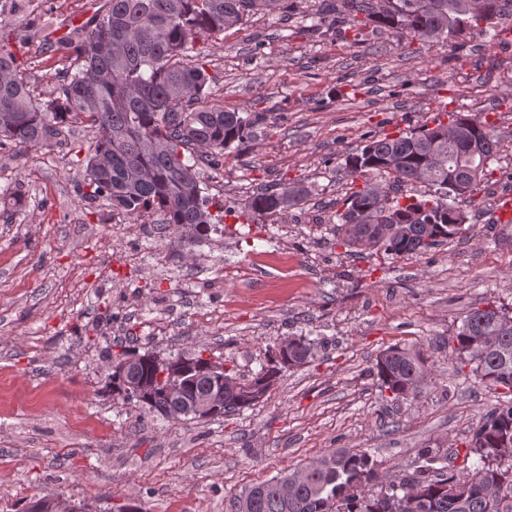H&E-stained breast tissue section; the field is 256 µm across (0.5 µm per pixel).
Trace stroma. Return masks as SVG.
<instances>
[{
  "mask_svg": "<svg viewBox=\"0 0 512 512\" xmlns=\"http://www.w3.org/2000/svg\"><path fill=\"white\" fill-rule=\"evenodd\" d=\"M93 0H0V46L41 99L66 67L37 32L93 12ZM323 0H288L216 38L205 63L209 105L257 112L252 136L203 168L226 216L179 250L171 232L136 229L90 199L87 124L53 151L0 150V512L29 501L92 503L97 512H232L245 488L329 448H367L384 476L413 472L437 448L462 470L463 442L497 404L459 384L448 339L486 300L512 311V223L497 209L511 191L512 44L474 31L433 46L374 25L309 36ZM461 112L500 139L488 182L464 209L465 231L423 255L350 252L328 221L343 210L348 154L369 134L395 135ZM310 193L282 220L256 224L245 202L272 183ZM317 339L312 361L282 369L265 397L215 421L168 422L106 385L130 348L200 355L252 376L288 335ZM429 358V383L395 405L373 373L391 345Z\"/></svg>",
  "mask_w": 512,
  "mask_h": 512,
  "instance_id": "1",
  "label": "stroma"
}]
</instances>
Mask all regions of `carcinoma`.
Segmentation results:
<instances>
[{"instance_id": "obj_1", "label": "carcinoma", "mask_w": 512, "mask_h": 512, "mask_svg": "<svg viewBox=\"0 0 512 512\" xmlns=\"http://www.w3.org/2000/svg\"><path fill=\"white\" fill-rule=\"evenodd\" d=\"M469 0H342L339 18L353 30L373 24L424 43L449 42L466 30L489 32L512 16V0H482L474 13ZM283 0H99L93 15L57 38L51 51L74 58V72L61 76L59 96L44 101L34 94L25 69L0 47V150L7 146L42 149L60 146L69 133L68 117L80 116L95 130L86 158L93 195L129 216L154 212L174 233L195 230L188 244L212 229L216 216L204 194L199 168L224 164V150L242 141L260 122L256 113L207 105L210 76L185 62L199 37L218 36L246 17L283 9ZM500 140L479 119L455 113L451 121L399 133L368 137L346 158L351 189L330 231L339 245L375 249L393 256L424 254L462 233L468 216L461 206L484 182L497 161ZM395 184L422 183L428 198L391 194ZM308 187L282 183L252 194L247 210L256 224L302 204ZM460 365L456 376L474 380L505 396L465 442L473 470L459 475L444 465L440 449L425 448L413 473L379 474L367 448H331L301 467L302 481L283 496L280 478L239 494L235 512H387L394 497L414 502L411 512H512V312L495 304L468 311L452 336ZM315 340L288 337L271 366L249 378L264 394L282 367H300L314 357ZM149 353L124 351L112 358L138 360L136 374L152 380ZM196 356L187 392L207 389L215 417L252 407L221 391ZM374 373L392 400L417 396L429 377L420 349L392 345L376 358ZM178 401L158 387L144 408L171 420Z\"/></svg>"}]
</instances>
